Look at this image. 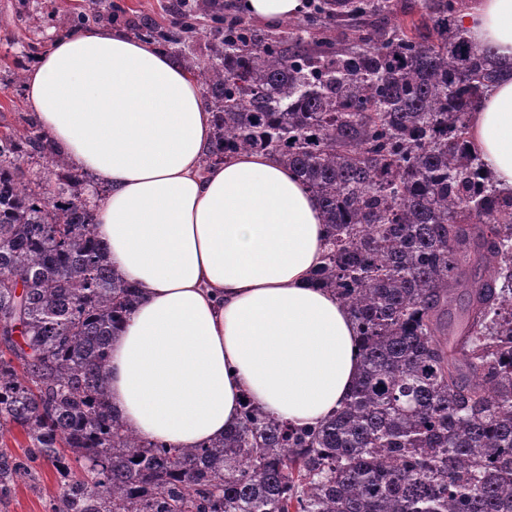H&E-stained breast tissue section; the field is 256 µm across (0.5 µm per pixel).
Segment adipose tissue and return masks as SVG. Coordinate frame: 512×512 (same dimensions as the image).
Returning a JSON list of instances; mask_svg holds the SVG:
<instances>
[{"label":"adipose tissue","instance_id":"obj_1","mask_svg":"<svg viewBox=\"0 0 512 512\" xmlns=\"http://www.w3.org/2000/svg\"><path fill=\"white\" fill-rule=\"evenodd\" d=\"M460 25L508 75L470 116L473 150L512 190V0H471ZM41 130L108 187L96 232L141 301L110 341L108 402L174 448L223 436L244 400L322 421L359 376L356 325L320 288L316 198L265 152L203 160L213 116L166 49L101 27L57 38L24 77Z\"/></svg>","mask_w":512,"mask_h":512}]
</instances>
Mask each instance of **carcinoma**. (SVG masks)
<instances>
[{
  "instance_id": "1",
  "label": "carcinoma",
  "mask_w": 512,
  "mask_h": 512,
  "mask_svg": "<svg viewBox=\"0 0 512 512\" xmlns=\"http://www.w3.org/2000/svg\"><path fill=\"white\" fill-rule=\"evenodd\" d=\"M88 2L66 32L125 13ZM465 4L428 0L391 26V0H316L291 39L219 0L134 26L197 78L214 112L206 165L272 153L319 201L318 280L349 308L362 359L350 401L312 428L250 404L194 448L126 428L106 405L108 340L136 294L96 236L102 193L34 118L4 126L0 438L18 431L25 451L0 450V499L49 463L63 479L50 512H512V193L469 140L499 73L458 24ZM202 25L204 52L188 44Z\"/></svg>"
}]
</instances>
